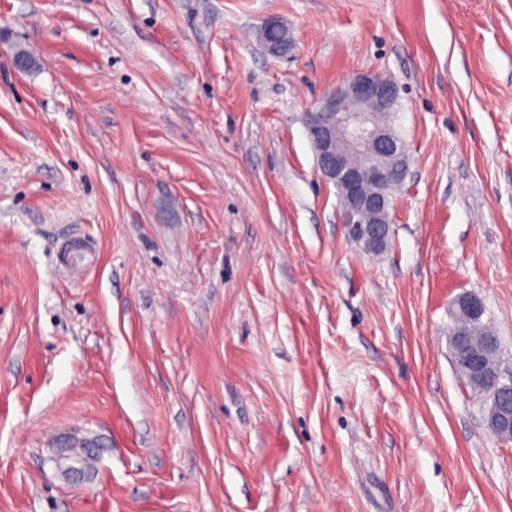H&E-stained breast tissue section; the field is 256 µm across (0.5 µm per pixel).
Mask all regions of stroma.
I'll return each mask as SVG.
<instances>
[{"label":"stroma","mask_w":512,"mask_h":512,"mask_svg":"<svg viewBox=\"0 0 512 512\" xmlns=\"http://www.w3.org/2000/svg\"><path fill=\"white\" fill-rule=\"evenodd\" d=\"M366 71L409 153L378 256L304 123ZM465 293L512 375V0H0V512H512ZM76 242L77 245L68 252L66 266L80 272H87L95 264L96 246L85 238L79 239ZM458 315L454 328L452 329V344L454 346L466 347L467 333L462 324L478 320L484 312V305L481 299L475 294H465L458 299ZM470 343L476 344L483 341L485 331L481 326V319L472 322L469 326ZM59 447L65 449L60 455L53 458V461L56 467L62 469L66 475H77L82 472V470L77 468L76 464L71 459L69 455L70 448H75L73 452V459L76 463H78L85 470L92 466L93 460L89 459L88 453H86L83 448H95L96 444L93 440L84 439L76 441L68 439L62 442Z\"/></svg>","instance_id":"stroma-1"}]
</instances>
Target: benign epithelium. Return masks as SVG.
<instances>
[{
    "instance_id": "7a95c632",
    "label": "benign epithelium",
    "mask_w": 512,
    "mask_h": 512,
    "mask_svg": "<svg viewBox=\"0 0 512 512\" xmlns=\"http://www.w3.org/2000/svg\"><path fill=\"white\" fill-rule=\"evenodd\" d=\"M398 85L375 72L358 73L327 93L310 112L305 125L314 131L312 145L322 177L336 186L345 213L349 237L368 254L386 250L389 238L383 226L392 223L386 208L392 171L408 167V149L390 123ZM458 315L452 344L466 346L463 324L478 320L484 312L481 299L465 294L458 299ZM499 345L487 341L469 352L456 367L479 386L488 406L487 425L492 434L512 439V378H502L498 365ZM63 452L53 461L67 475H77L69 455L72 448H94L92 440H66Z\"/></svg>"
}]
</instances>
